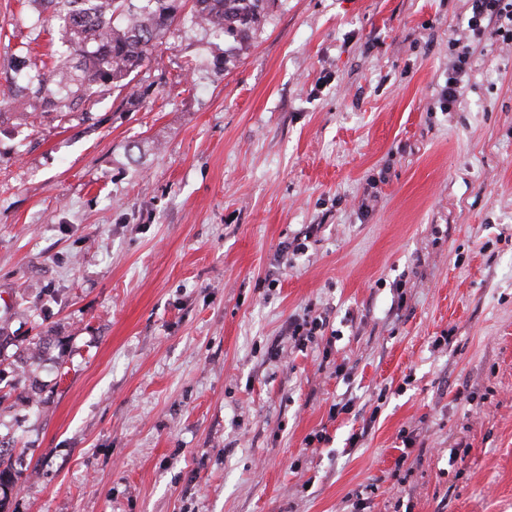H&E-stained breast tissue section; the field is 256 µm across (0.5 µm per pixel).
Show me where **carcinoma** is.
Wrapping results in <instances>:
<instances>
[{
  "label": "carcinoma",
  "mask_w": 512,
  "mask_h": 512,
  "mask_svg": "<svg viewBox=\"0 0 512 512\" xmlns=\"http://www.w3.org/2000/svg\"><path fill=\"white\" fill-rule=\"evenodd\" d=\"M52 12H38L34 25L50 21L60 49L51 66L33 63L28 50L14 55L16 78L7 99L15 107L68 116L94 96L124 90L131 75L149 61L156 46L184 11L191 21L217 37L248 44L269 0H33Z\"/></svg>",
  "instance_id": "cac0c4a2"
}]
</instances>
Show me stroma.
<instances>
[{"instance_id": "35a3bbf8", "label": "stroma", "mask_w": 512, "mask_h": 512, "mask_svg": "<svg viewBox=\"0 0 512 512\" xmlns=\"http://www.w3.org/2000/svg\"><path fill=\"white\" fill-rule=\"evenodd\" d=\"M469 15L272 0L244 49L173 25L134 102L0 100V512H512V41ZM468 48L463 47V51L457 54L452 72L448 73V83L442 92L444 103H448V110L457 102L464 89L463 77L466 75L471 55ZM326 320L321 316L311 317L306 314L301 322L295 319L290 326L291 336L298 344H305V341H312L318 332H324Z\"/></svg>"}]
</instances>
